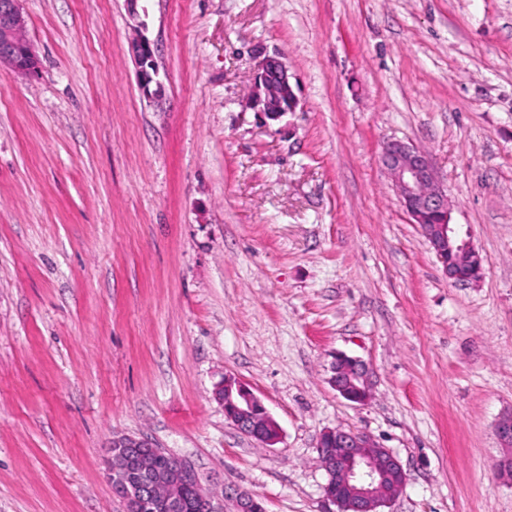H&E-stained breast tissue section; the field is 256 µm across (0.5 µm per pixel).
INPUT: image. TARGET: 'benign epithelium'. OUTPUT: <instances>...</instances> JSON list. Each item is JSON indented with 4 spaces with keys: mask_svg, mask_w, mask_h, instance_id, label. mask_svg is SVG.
I'll list each match as a JSON object with an SVG mask.
<instances>
[{
    "mask_svg": "<svg viewBox=\"0 0 512 512\" xmlns=\"http://www.w3.org/2000/svg\"><path fill=\"white\" fill-rule=\"evenodd\" d=\"M138 65V83L146 96L156 98L162 91L156 49L140 37L131 43ZM34 76L39 58L26 36V21L19 0H0V68ZM292 73L282 57H267L260 64L249 99L253 107L275 120L295 111L298 103L292 86ZM380 162L391 175L401 203L412 222L419 225L448 279L468 283L479 278L482 261L469 234L449 223L450 200L438 182L423 151L402 141L386 144ZM331 383L347 401L359 405L370 398L368 368L360 359L339 355L332 366ZM216 399L224 414L242 433L271 447L281 439L278 423L261 399L245 384L226 379L217 386ZM499 440L512 446V414L502 416L497 425ZM317 452L326 471L325 500L338 512H380L407 484L408 473L393 452L378 441L341 427L325 431ZM163 449L143 437L121 435L109 447L117 495L125 512H140L141 491L146 485L163 482L172 512H180L186 485H194L198 499L215 512L212 496L206 493L193 464L179 458L169 468H161L158 457ZM231 512H258V500L248 492L231 499Z\"/></svg>",
    "mask_w": 512,
    "mask_h": 512,
    "instance_id": "benign-epithelium-1",
    "label": "benign epithelium"
}]
</instances>
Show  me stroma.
<instances>
[{
    "instance_id": "obj_1",
    "label": "stroma",
    "mask_w": 512,
    "mask_h": 512,
    "mask_svg": "<svg viewBox=\"0 0 512 512\" xmlns=\"http://www.w3.org/2000/svg\"><path fill=\"white\" fill-rule=\"evenodd\" d=\"M40 68L0 70V512H124L113 436L223 501L326 512L340 427L409 480L384 512H512V0H20ZM157 48L160 97L130 49ZM296 111L250 108L264 55ZM422 150L483 275L448 280L380 163ZM373 372L354 406L335 353ZM232 377L281 428L225 416ZM216 399L224 406V414L242 433L255 437L271 447L281 439L278 423L269 414L261 399L245 384L226 379L217 386Z\"/></svg>"
}]
</instances>
